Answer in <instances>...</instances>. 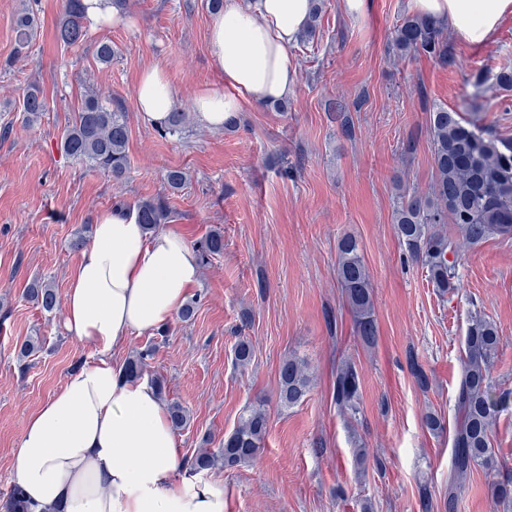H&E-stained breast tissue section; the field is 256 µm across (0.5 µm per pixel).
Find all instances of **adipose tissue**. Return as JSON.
<instances>
[{"mask_svg": "<svg viewBox=\"0 0 512 512\" xmlns=\"http://www.w3.org/2000/svg\"><path fill=\"white\" fill-rule=\"evenodd\" d=\"M408 3L470 44L489 41L512 14V0ZM311 8V0H225L209 31L224 89L197 92L199 122L220 131L245 102L294 94L299 75L291 50ZM136 99L146 119L165 120L174 94L162 68L140 73ZM199 283L197 255L181 231L147 232L119 209L98 215L92 243L69 269L62 302L67 332L94 355L21 435L14 470L29 512H225L223 485L189 473L155 387L126 377L113 358L131 333L172 321Z\"/></svg>", "mask_w": 512, "mask_h": 512, "instance_id": "obj_1", "label": "adipose tissue"}]
</instances>
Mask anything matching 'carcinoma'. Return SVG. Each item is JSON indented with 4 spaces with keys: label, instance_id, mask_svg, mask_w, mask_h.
<instances>
[{
    "label": "carcinoma",
    "instance_id": "carcinoma-1",
    "mask_svg": "<svg viewBox=\"0 0 512 512\" xmlns=\"http://www.w3.org/2000/svg\"><path fill=\"white\" fill-rule=\"evenodd\" d=\"M84 0H63V13L57 40L65 46L84 40ZM17 52L27 49L37 31L33 7L16 18ZM393 46L398 56H425L435 61L448 58V43L441 23L424 16L411 15L397 26ZM98 62L109 66L118 48L109 39L95 48ZM40 87L29 85L22 97V111L34 116L45 111ZM189 115L171 110L162 134L176 133L188 123ZM430 131L435 169L427 194L414 190L403 196L395 212L397 234L410 257L426 267L434 287L446 293L457 288L456 269L461 245L437 229L451 222L469 245L488 239L512 240V139L499 137L490 126L464 119L446 106L430 109ZM128 116L109 108L102 92L88 93L75 120L60 138V148L68 156L122 179L128 169ZM136 217L145 230L153 231L169 218L167 202L146 199L135 206ZM224 251V235L210 232L197 245L201 261ZM336 276L349 307L357 335L366 345L374 342L377 322L373 288L358 241L344 235L337 242ZM26 297L45 312L60 307L57 289L49 282L35 280L26 289ZM502 343L497 325L476 312L470 317L461 356L462 370L455 395L458 423L453 436L451 478L445 508L454 512L457 498L465 488L470 472L481 467L486 472L491 499L506 512L512 509V468L497 465L491 443V429L497 414L512 400V392L500 390L492 382L491 370ZM156 346L148 345L126 364L129 378L142 377ZM253 355L250 339L242 338L234 349V363L247 367ZM312 379L306 364L290 356L279 370L278 403L292 408L301 404L310 392ZM359 373L355 364L345 361L336 372L334 400L337 407L354 418L359 413ZM269 414L261 403L246 409L238 426L224 437L217 451L202 449L189 459L190 472L241 466L254 462L266 438ZM6 512H28L20 486H13L6 499Z\"/></svg>",
    "mask_w": 512,
    "mask_h": 512
}]
</instances>
